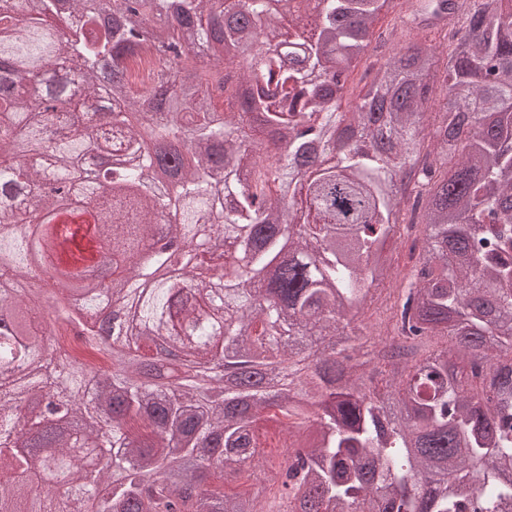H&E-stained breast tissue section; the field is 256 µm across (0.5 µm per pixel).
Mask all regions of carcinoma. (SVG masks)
I'll return each instance as SVG.
<instances>
[{"instance_id":"carcinoma-1","label":"carcinoma","mask_w":512,"mask_h":512,"mask_svg":"<svg viewBox=\"0 0 512 512\" xmlns=\"http://www.w3.org/2000/svg\"><path fill=\"white\" fill-rule=\"evenodd\" d=\"M404 1L440 42L392 44L343 103ZM270 2L112 0L111 29L101 3L0 0V279L28 275L47 180L69 195L45 216L95 203L123 266L79 310L45 289L49 353L33 297L0 292V512H263L221 483L269 461L270 421L276 512H512V0ZM141 53L159 67L134 89ZM106 57L112 111L91 112ZM36 74L60 111L27 99ZM158 224L180 257L142 252ZM400 224L422 226L403 276ZM397 277L380 348L355 323ZM67 330L109 365L61 356ZM425 336L446 346L419 356ZM161 339L179 356L155 376ZM43 399L69 421L37 440Z\"/></svg>"}]
</instances>
